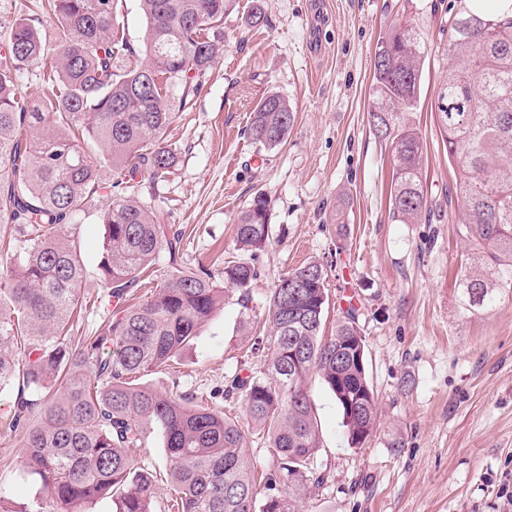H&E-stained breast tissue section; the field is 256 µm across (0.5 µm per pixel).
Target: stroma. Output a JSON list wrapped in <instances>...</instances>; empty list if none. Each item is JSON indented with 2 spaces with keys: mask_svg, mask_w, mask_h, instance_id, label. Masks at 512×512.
<instances>
[{
  "mask_svg": "<svg viewBox=\"0 0 512 512\" xmlns=\"http://www.w3.org/2000/svg\"><path fill=\"white\" fill-rule=\"evenodd\" d=\"M258 6L266 21L253 27ZM465 8L466 0H233L219 63L165 135L178 162L159 183L157 204L182 231L190 263L218 274L239 259L234 225L258 192L271 201L270 243L249 258L258 278L248 302L231 292L177 371L147 376V385L211 396L243 422L258 469L272 468L241 403L220 395L235 374L260 364L240 322L264 315L278 280L310 260L328 273L327 328L348 304L359 309L377 430L365 447H349L332 393L310 380L324 481L310 487L305 512H512V294L479 311L464 300V205L448 195L454 174L431 112L451 65L448 20ZM397 18L425 42L413 122L427 196L442 209L432 224L391 219V151L367 122L376 43ZM272 92L296 118L287 141L267 149L247 125ZM77 232L92 298L105 227L89 214ZM394 438L399 447H390ZM23 455L21 435L0 433V490L18 503L38 490L19 470Z\"/></svg>",
  "mask_w": 512,
  "mask_h": 512,
  "instance_id": "obj_1",
  "label": "stroma"
}]
</instances>
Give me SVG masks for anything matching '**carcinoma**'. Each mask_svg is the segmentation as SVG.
<instances>
[{
	"label": "carcinoma",
	"instance_id": "cac0c4a2",
	"mask_svg": "<svg viewBox=\"0 0 512 512\" xmlns=\"http://www.w3.org/2000/svg\"><path fill=\"white\" fill-rule=\"evenodd\" d=\"M114 0H39L38 12L11 25L0 54V229L10 231L0 267V391L15 389L7 429L23 436V473L39 486L22 506L0 494V512H155L153 475L140 452L153 432L162 438L171 483L168 512H300L320 447L309 377L333 394L347 442L362 448L377 422L357 309L333 334L321 329L329 306L327 271L317 261L289 271L273 288L266 335L255 340L263 364L235 376L224 397L240 398L262 433L273 468L257 480L238 421L205 406L190 391L138 383L171 366L224 305L213 272L186 259L183 234L163 223L157 184L176 157L164 135L186 112L224 43L227 0H140L143 52L113 22ZM60 29L55 47L42 18ZM452 66L431 112L453 190L465 207L462 235L477 267L459 288L471 307L512 290V15L467 9L448 20ZM423 37L398 21L374 53L369 129L393 153L390 213L402 224L435 213L423 188V146L409 116L421 101ZM49 72L48 97H18L19 73ZM295 112L277 93L261 98L249 123L252 139L283 144ZM124 179L102 184V171ZM99 208L106 236L98 264V307L107 319L92 336L72 335L87 308L86 268L74 230L81 214ZM268 197L258 192L235 224L237 250L269 241ZM143 303L131 290L155 270ZM241 259L224 265V285L246 292L257 279ZM349 350L336 362V348Z\"/></svg>",
	"mask_w": 512,
	"mask_h": 512
}]
</instances>
